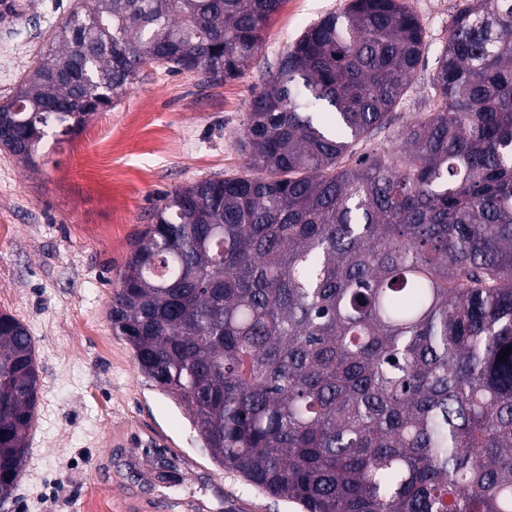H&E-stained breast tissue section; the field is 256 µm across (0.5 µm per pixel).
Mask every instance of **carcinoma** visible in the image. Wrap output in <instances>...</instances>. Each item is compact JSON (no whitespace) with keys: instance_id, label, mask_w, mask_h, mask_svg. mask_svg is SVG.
I'll return each mask as SVG.
<instances>
[{"instance_id":"obj_1","label":"carcinoma","mask_w":512,"mask_h":512,"mask_svg":"<svg viewBox=\"0 0 512 512\" xmlns=\"http://www.w3.org/2000/svg\"><path fill=\"white\" fill-rule=\"evenodd\" d=\"M280 3L87 0L0 102V149L34 164L148 66L244 74ZM424 45L400 0L310 26L253 95L248 173L166 194L106 312L211 459L302 512H512V0L455 14L427 112L340 166ZM38 402L32 336L1 312V504Z\"/></svg>"}]
</instances>
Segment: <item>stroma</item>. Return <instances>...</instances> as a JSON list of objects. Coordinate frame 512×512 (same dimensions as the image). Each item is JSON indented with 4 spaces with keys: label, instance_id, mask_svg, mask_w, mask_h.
<instances>
[{
    "label": "stroma",
    "instance_id": "35a3bbf8",
    "mask_svg": "<svg viewBox=\"0 0 512 512\" xmlns=\"http://www.w3.org/2000/svg\"><path fill=\"white\" fill-rule=\"evenodd\" d=\"M79 0H38L28 19L0 24L23 50L0 99L12 96ZM426 39L420 79L387 126L343 159L390 147L418 113L453 15L470 0H404ZM347 0H282L257 60L213 82L148 68L84 131L46 138L34 165L0 151V312L33 338L39 407L25 473L5 512H87L94 492L111 512H298L219 467L187 411L138 371L106 311L131 247L175 188L245 174L239 139L249 104L286 47Z\"/></svg>",
    "mask_w": 512,
    "mask_h": 512
}]
</instances>
